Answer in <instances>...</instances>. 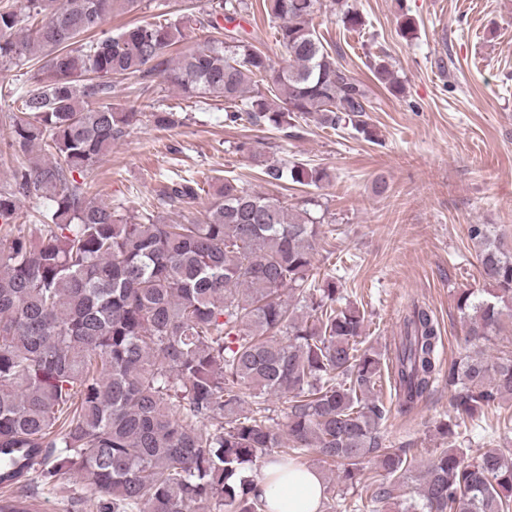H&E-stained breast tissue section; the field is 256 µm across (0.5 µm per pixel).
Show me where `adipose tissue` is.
Segmentation results:
<instances>
[{
    "label": "adipose tissue",
    "mask_w": 512,
    "mask_h": 512,
    "mask_svg": "<svg viewBox=\"0 0 512 512\" xmlns=\"http://www.w3.org/2000/svg\"><path fill=\"white\" fill-rule=\"evenodd\" d=\"M264 492L270 512H320L325 484L318 470H284L276 462L265 463L256 478Z\"/></svg>",
    "instance_id": "adipose-tissue-1"
}]
</instances>
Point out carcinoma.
Returning a JSON list of instances; mask_svg holds the SVG:
<instances>
[{
    "label": "carcinoma",
    "mask_w": 512,
    "mask_h": 512,
    "mask_svg": "<svg viewBox=\"0 0 512 512\" xmlns=\"http://www.w3.org/2000/svg\"><path fill=\"white\" fill-rule=\"evenodd\" d=\"M138 0H13L0 7V78L35 54L43 63L5 114L12 136L9 181L0 186V512H34L35 477L76 469L98 512H269L245 470L262 455L296 469L310 449L337 467L361 499H395L411 462L382 446L387 409L373 397L388 372L400 413L413 411L439 372L438 323L413 303L398 341L367 346L365 312L341 305L340 281L316 279L323 217L224 178L200 222L167 224L151 211L128 216L92 191L96 165L141 112L112 102V77H162L205 105L224 100L225 120L288 134L299 121L333 131L346 123L365 140L370 90L344 68L317 30L324 0H262L280 21L287 65L243 36H207L174 53L188 25L219 29L250 12V0H209L200 16L134 23L101 32L107 17ZM346 29L365 25L344 8ZM391 93L401 85L386 61L373 66ZM45 146L55 161L31 157ZM266 183L318 187L324 168L264 162ZM194 177L166 181L161 205L190 208ZM48 200L38 234L26 232L22 201ZM486 288L457 296L468 348L448 363L455 415L447 435L473 428L512 398V353L491 358V341L512 319V247L472 224ZM288 298H283V292ZM284 395L283 424L266 395ZM377 454L386 486L364 476ZM419 500L399 512H512V456L487 448L469 463L453 450L419 474Z\"/></svg>",
    "instance_id": "obj_1"
}]
</instances>
